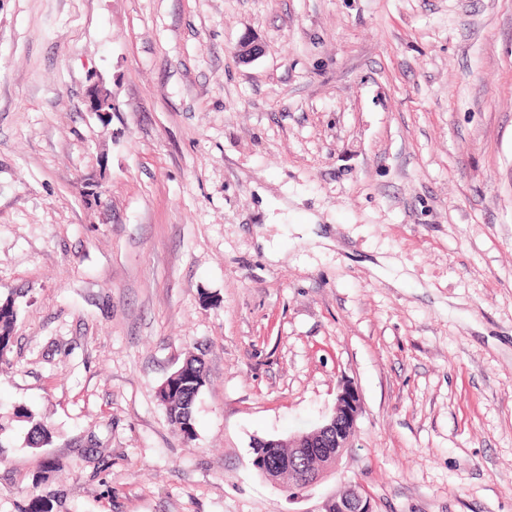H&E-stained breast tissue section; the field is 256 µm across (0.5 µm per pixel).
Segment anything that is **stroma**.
<instances>
[{
  "label": "stroma",
  "mask_w": 512,
  "mask_h": 512,
  "mask_svg": "<svg viewBox=\"0 0 512 512\" xmlns=\"http://www.w3.org/2000/svg\"><path fill=\"white\" fill-rule=\"evenodd\" d=\"M6 297L0 512H307L252 443L347 381L315 496L512 512V0H0ZM17 312L11 298L0 299V355L3 356L12 344ZM179 369H182V372L176 378L166 379L167 390L161 398L158 396V399L175 431L190 440L194 437L195 400L206 384L207 374L204 364L195 358L187 361ZM13 417L18 421H25L30 424L27 431V445L30 448H41L51 443L53 437L51 427L42 420H36L27 408L21 406L15 408Z\"/></svg>",
  "instance_id": "obj_1"
}]
</instances>
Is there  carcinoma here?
Instances as JSON below:
<instances>
[{
	"label": "carcinoma",
	"mask_w": 512,
	"mask_h": 512,
	"mask_svg": "<svg viewBox=\"0 0 512 512\" xmlns=\"http://www.w3.org/2000/svg\"><path fill=\"white\" fill-rule=\"evenodd\" d=\"M17 312L14 301L0 299V355L6 353L12 344L13 330ZM182 372L175 378H167V390L159 398L169 423L182 437L191 440L194 437V405L197 395L207 381L204 364L191 359L181 366ZM13 417L29 424L27 445L41 448L52 441L51 427L42 420L35 419L25 407H17Z\"/></svg>",
	"instance_id": "1"
}]
</instances>
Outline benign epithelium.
I'll return each mask as SVG.
<instances>
[{"label":"benign epithelium","mask_w":512,"mask_h":512,"mask_svg":"<svg viewBox=\"0 0 512 512\" xmlns=\"http://www.w3.org/2000/svg\"><path fill=\"white\" fill-rule=\"evenodd\" d=\"M263 53V46L251 36H244L238 42L235 56L241 64H250ZM90 108L96 112L110 105L107 94L99 87L89 90ZM362 414V400L352 383L342 385L336 395L333 414L324 424L314 430L297 436L288 442L299 458H313L317 468L295 474V480L284 482L291 470L289 460L278 457L264 459L259 454L253 458V467L266 474L268 479L288 488L292 499L303 498L316 485L326 479L342 461ZM308 512H374L371 496L359 482H346L340 488L323 497L319 504Z\"/></svg>","instance_id":"obj_1"}]
</instances>
